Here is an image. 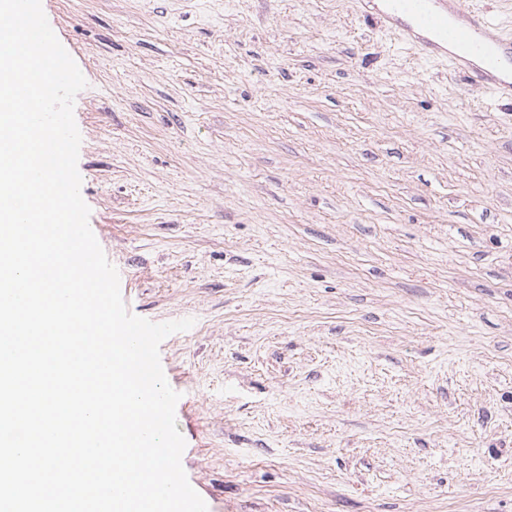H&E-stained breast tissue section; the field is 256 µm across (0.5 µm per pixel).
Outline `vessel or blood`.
Wrapping results in <instances>:
<instances>
[{"label":"vessel or blood","mask_w":512,"mask_h":512,"mask_svg":"<svg viewBox=\"0 0 512 512\" xmlns=\"http://www.w3.org/2000/svg\"><path fill=\"white\" fill-rule=\"evenodd\" d=\"M373 15L421 55L442 59L497 97L512 98V35L494 30L468 0H381Z\"/></svg>","instance_id":"1"}]
</instances>
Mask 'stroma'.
<instances>
[{
    "mask_svg": "<svg viewBox=\"0 0 512 512\" xmlns=\"http://www.w3.org/2000/svg\"><path fill=\"white\" fill-rule=\"evenodd\" d=\"M41 3L208 512H512V99L359 0Z\"/></svg>",
    "mask_w": 512,
    "mask_h": 512,
    "instance_id": "stroma-1",
    "label": "stroma"
}]
</instances>
